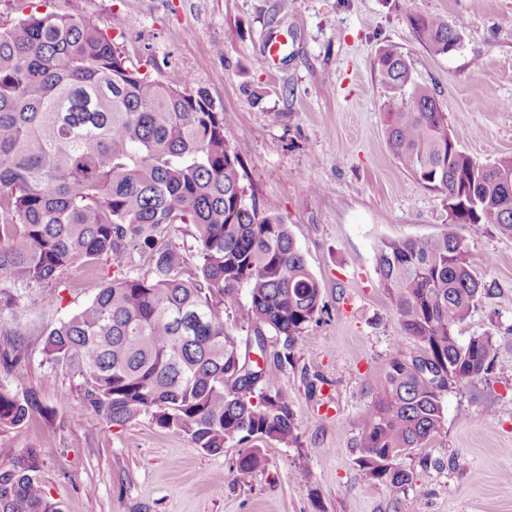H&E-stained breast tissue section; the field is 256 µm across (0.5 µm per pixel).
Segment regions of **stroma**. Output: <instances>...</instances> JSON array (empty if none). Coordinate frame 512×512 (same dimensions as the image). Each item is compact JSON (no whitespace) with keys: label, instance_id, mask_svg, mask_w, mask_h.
<instances>
[{"label":"stroma","instance_id":"stroma-1","mask_svg":"<svg viewBox=\"0 0 512 512\" xmlns=\"http://www.w3.org/2000/svg\"><path fill=\"white\" fill-rule=\"evenodd\" d=\"M80 10L109 26L141 72L171 84L191 74L230 115L244 183L289 224L324 308L281 376L299 441L266 445L238 486L228 474L236 449L206 454L148 415L109 424L83 411L82 378L43 355L44 331L89 303L116 265L71 269L53 308L43 289L0 288V315L18 323L28 351L18 373L0 368V387L23 377L47 409L0 431V468L41 449L40 478L63 512H512V237L494 225L457 228L490 289L458 333L494 336L493 372L444 393L441 435L401 460L411 484L371 479L356 446L380 369L394 351H419L379 285L376 248L448 222L441 194L389 148L376 54L389 44L402 52L462 151L484 163L512 155V0H80ZM410 11L463 20L461 49L432 56ZM274 32L284 47L271 66Z\"/></svg>","mask_w":512,"mask_h":512}]
</instances>
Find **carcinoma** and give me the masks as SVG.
<instances>
[{
	"instance_id": "obj_1",
	"label": "carcinoma",
	"mask_w": 512,
	"mask_h": 512,
	"mask_svg": "<svg viewBox=\"0 0 512 512\" xmlns=\"http://www.w3.org/2000/svg\"><path fill=\"white\" fill-rule=\"evenodd\" d=\"M407 22L434 56L462 46L459 20L410 12ZM375 66L394 157L448 210L445 232L388 238L376 253L380 285L420 351L397 352L380 370L358 462L370 478L403 487L412 476L398 460L440 436L443 393L489 375L497 360L492 336H458L489 288L455 228L494 224L512 236V156L484 164L461 151L393 46ZM191 85L139 72L104 26L78 13L0 27V286L53 289L74 267L147 258L152 275L117 273L45 333L43 352L76 365L85 410L112 425L149 414L210 455L235 448L229 471L246 485L262 446L298 440L281 374L322 312L321 288L276 207L242 184L230 117ZM177 224L195 227L192 269L169 240ZM243 289L250 304L230 325L226 303ZM19 335L0 316L8 371L27 356ZM277 341L282 350L270 352ZM42 412L23 383L0 389V431ZM40 469V451L29 448L0 470V512H62Z\"/></svg>"
}]
</instances>
